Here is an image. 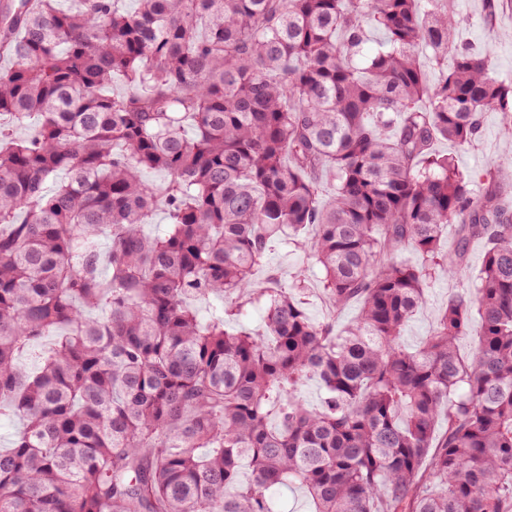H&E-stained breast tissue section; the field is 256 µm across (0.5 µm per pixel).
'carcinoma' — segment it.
Listing matches in <instances>:
<instances>
[{
  "instance_id": "cac0c4a2",
  "label": "carcinoma",
  "mask_w": 512,
  "mask_h": 512,
  "mask_svg": "<svg viewBox=\"0 0 512 512\" xmlns=\"http://www.w3.org/2000/svg\"><path fill=\"white\" fill-rule=\"evenodd\" d=\"M71 2L0 9V416L25 422L0 512H274L294 485L310 512H512V171L478 190L435 149L490 109L511 130L512 87L448 0ZM473 240L475 282L406 349ZM274 241L357 320L313 322L303 279L257 287ZM251 294L265 331H227ZM485 247L483 242L474 241L470 244L467 264L456 280L448 281L445 275H439L427 289L425 303L408 322L404 333V344L416 348L425 336L436 326L437 316L448 301V296L461 286L471 284L483 264Z\"/></svg>"
}]
</instances>
